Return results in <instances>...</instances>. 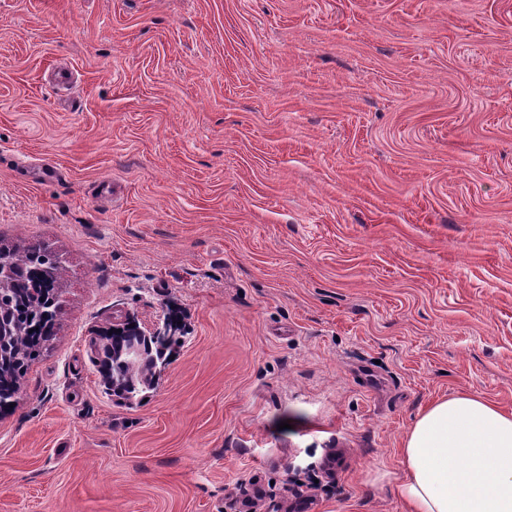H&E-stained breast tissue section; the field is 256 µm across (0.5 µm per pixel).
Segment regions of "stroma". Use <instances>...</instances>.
Masks as SVG:
<instances>
[{
  "mask_svg": "<svg viewBox=\"0 0 512 512\" xmlns=\"http://www.w3.org/2000/svg\"><path fill=\"white\" fill-rule=\"evenodd\" d=\"M65 269L0 512H408L434 400L512 411V0H0V246ZM183 344L127 402L113 325Z\"/></svg>",
  "mask_w": 512,
  "mask_h": 512,
  "instance_id": "35a3bbf8",
  "label": "stroma"
}]
</instances>
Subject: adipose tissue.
<instances>
[{
	"instance_id": "1",
	"label": "adipose tissue",
	"mask_w": 512,
	"mask_h": 512,
	"mask_svg": "<svg viewBox=\"0 0 512 512\" xmlns=\"http://www.w3.org/2000/svg\"><path fill=\"white\" fill-rule=\"evenodd\" d=\"M402 466L411 512H512V412L467 393L435 401L407 432Z\"/></svg>"
}]
</instances>
